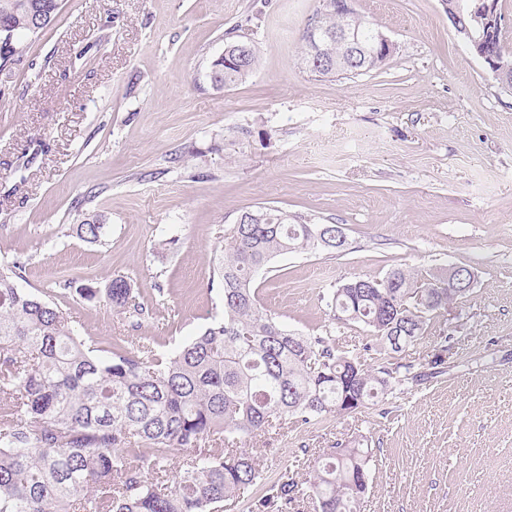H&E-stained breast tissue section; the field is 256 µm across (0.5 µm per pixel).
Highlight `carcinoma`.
Returning a JSON list of instances; mask_svg holds the SVG:
<instances>
[{"label":"carcinoma","instance_id":"cac0c4a2","mask_svg":"<svg viewBox=\"0 0 512 512\" xmlns=\"http://www.w3.org/2000/svg\"><path fill=\"white\" fill-rule=\"evenodd\" d=\"M60 0H0V26L11 40L0 71L16 61L25 41L48 26ZM310 21L325 32L347 28L366 45L378 29L355 13L322 0ZM328 75L371 71L330 46ZM259 50L249 43L240 62L212 61L213 86L249 76ZM225 230L216 273L224 315L169 351L151 345L108 348L86 344L72 317L19 287L21 265L0 268V512H224V502L264 483L244 439L269 436L289 421L307 424L343 417L386 398L396 374L412 366L396 356L429 335L435 314L470 296L436 286L447 277L402 267L385 277L343 282L327 307L343 324L366 329L385 351L378 367L345 349L335 336H304L264 310L257 277L278 255L334 251V224H312L288 211L258 206ZM101 215L77 225L90 243L102 241ZM131 282L106 288L112 308L140 318ZM183 458L170 483L173 452ZM371 452L338 442L311 466L308 485L289 478L268 486L260 512H360L368 491Z\"/></svg>","mask_w":512,"mask_h":512}]
</instances>
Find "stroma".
I'll list each match as a JSON object with an SVG mask.
<instances>
[{
  "label": "stroma",
  "mask_w": 512,
  "mask_h": 512,
  "mask_svg": "<svg viewBox=\"0 0 512 512\" xmlns=\"http://www.w3.org/2000/svg\"><path fill=\"white\" fill-rule=\"evenodd\" d=\"M319 0H62L0 72V267L97 346L195 336L223 312L212 289L224 231L276 207L339 224L335 253L277 256L260 304L288 329L341 337V281L451 265L468 301L408 350L418 382L384 402L259 440L266 484L309 476L337 441L372 448L361 512H512V93L456 36L443 0H353L393 43L376 69L319 77L302 63ZM245 35L259 64L218 89L210 65ZM104 216L101 244L76 227ZM130 279L139 323L78 288ZM448 334L432 366L434 336Z\"/></svg>",
  "instance_id": "1"
}]
</instances>
